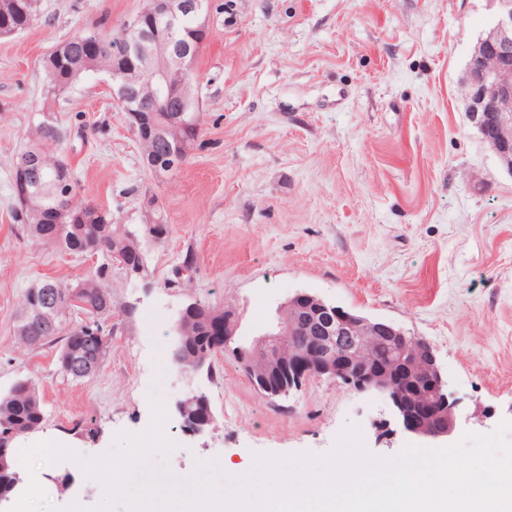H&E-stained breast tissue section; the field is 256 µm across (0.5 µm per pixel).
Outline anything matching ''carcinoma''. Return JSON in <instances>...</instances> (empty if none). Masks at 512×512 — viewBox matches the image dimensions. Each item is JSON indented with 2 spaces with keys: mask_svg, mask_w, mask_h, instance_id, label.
I'll return each instance as SVG.
<instances>
[{
  "mask_svg": "<svg viewBox=\"0 0 512 512\" xmlns=\"http://www.w3.org/2000/svg\"><path fill=\"white\" fill-rule=\"evenodd\" d=\"M37 12L38 0H0V35L29 28ZM121 40L120 32H82L60 43L49 55L45 61L48 83L43 96L44 117L36 125L37 141L24 150L38 160L39 169L33 182L24 186L13 182L18 203L16 222L26 226L32 240L57 243L73 255L103 259L92 276L75 285L45 280L23 295V307L28 312L37 300V290H42V298L51 302V314L48 321L23 320L16 327L17 336L29 346L62 343L58 369L72 378L85 376L84 363L97 370L103 366L107 349L103 322L112 315V260L123 263L127 270L141 265L147 260V246L164 242L170 234V225L160 218L147 224H121L112 212L78 198L79 187L69 164L51 152V147L59 146L67 136L65 129L50 120L60 96L85 73L112 72L119 60ZM136 87L132 107L144 112V121L135 136L150 172L158 178L170 175L185 162L188 146L197 137L199 109L192 106L184 110L177 92L170 99L169 111L151 112L147 75H142ZM231 315L230 310L191 304L181 319L172 352L181 368L193 370L224 349L222 322ZM365 350L358 366L372 371L388 366L395 356L394 342L385 336L367 337ZM208 402L202 393L186 397L181 403L183 419L194 421ZM43 421V408L30 382L19 381L0 393V495L9 492L20 478L17 441L38 430Z\"/></svg>",
  "mask_w": 512,
  "mask_h": 512,
  "instance_id": "cac0c4a2",
  "label": "carcinoma"
}]
</instances>
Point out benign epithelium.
<instances>
[{
	"mask_svg": "<svg viewBox=\"0 0 512 512\" xmlns=\"http://www.w3.org/2000/svg\"><path fill=\"white\" fill-rule=\"evenodd\" d=\"M494 2L498 3L494 22L480 38L470 60L466 112L502 166L512 172V0ZM207 6L208 0H147L131 20L124 42L125 57L112 72V95L119 104L132 97L128 74L144 70L147 46L153 34L162 30L168 34L169 58L166 64L150 69L149 84L154 91L150 111H168L174 82L195 74L196 36L205 33L200 20ZM143 17L149 21L147 28L138 26ZM289 304L296 308V316L279 312V320L264 339L265 352L280 357L287 332L299 324L309 330L310 341L302 347L288 348V365L282 370L272 375L255 374V387L279 397L311 374L327 376L358 391L382 395L391 403L400 430L426 448L453 434L456 402L448 393V383L429 345L422 346L417 362L400 370L398 377L389 372H363L353 368L362 354L363 331L368 329L405 343L408 338L402 329L354 316L306 292L294 295Z\"/></svg>",
	"mask_w": 512,
	"mask_h": 512,
	"instance_id": "1",
	"label": "benign epithelium"
}]
</instances>
